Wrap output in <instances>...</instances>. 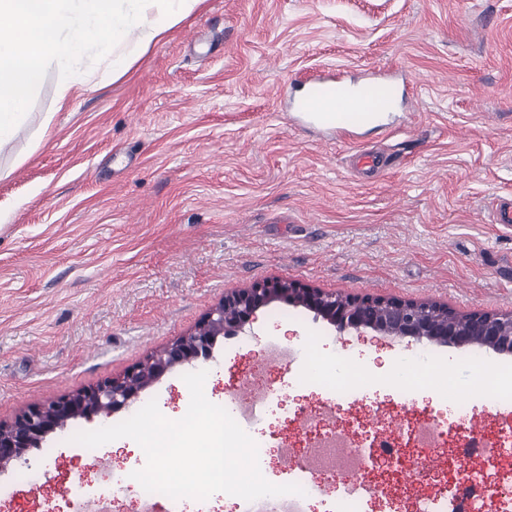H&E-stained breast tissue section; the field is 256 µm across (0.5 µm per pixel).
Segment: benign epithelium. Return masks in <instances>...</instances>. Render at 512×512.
<instances>
[{
	"mask_svg": "<svg viewBox=\"0 0 512 512\" xmlns=\"http://www.w3.org/2000/svg\"><path fill=\"white\" fill-rule=\"evenodd\" d=\"M274 302L302 307L340 333L369 330L389 338L425 339L456 346L473 345V337L478 336L480 343L496 352L512 353V334L502 333L497 316H483L473 333H461L448 319L429 312V302L353 298L271 279L225 293L192 330L119 377L56 400L30 405L11 420L0 421V474L16 464L29 463L31 449L41 447L47 437L65 429L69 422L115 413L139 399L142 392L168 372L212 359L219 337L245 332L257 312ZM384 305L388 306V312L383 318L372 314L375 307Z\"/></svg>",
	"mask_w": 512,
	"mask_h": 512,
	"instance_id": "obj_1",
	"label": "benign epithelium"
}]
</instances>
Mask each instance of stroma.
<instances>
[{
  "mask_svg": "<svg viewBox=\"0 0 512 512\" xmlns=\"http://www.w3.org/2000/svg\"><path fill=\"white\" fill-rule=\"evenodd\" d=\"M58 100L49 68L10 149L0 152V420L119 376L193 328L235 288L278 278L353 297L436 302L466 314L512 313V0H202L129 71L83 63ZM372 68L409 86L386 124L322 136L280 106L322 70ZM385 158L375 175L354 152ZM280 342L356 364L365 400L391 412L385 361L411 339L338 333L284 304L219 340L206 364L221 404L264 368L281 386L261 424L272 445L305 385L301 361L269 363ZM424 420L454 426L449 398L505 418L484 375L512 383V355L434 346ZM184 368L145 391L181 418ZM132 409L71 421L0 477V512H71L69 488L131 512L138 483L113 500L100 465L141 469L133 440L89 450L72 436Z\"/></svg>",
  "mask_w": 512,
  "mask_h": 512,
  "instance_id": "1",
  "label": "stroma"
}]
</instances>
